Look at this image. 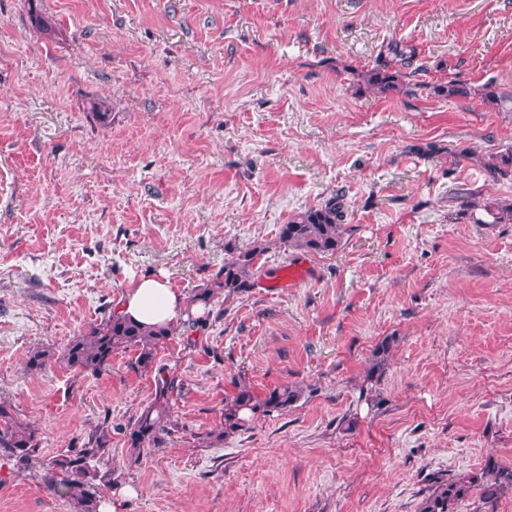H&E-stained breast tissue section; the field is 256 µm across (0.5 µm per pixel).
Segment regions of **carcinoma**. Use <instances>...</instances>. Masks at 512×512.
<instances>
[{
  "label": "carcinoma",
  "instance_id": "obj_1",
  "mask_svg": "<svg viewBox=\"0 0 512 512\" xmlns=\"http://www.w3.org/2000/svg\"><path fill=\"white\" fill-rule=\"evenodd\" d=\"M402 77L403 73L391 71L388 64L383 63L368 70L363 81L368 88L386 93L403 89ZM433 91L450 99L467 98L472 94L468 85L455 79L433 87ZM482 97L501 110L512 111V97L498 93L491 83L482 87ZM507 169L512 170V152L489 157L487 170L491 174H503ZM468 206L483 208L499 224L512 223V203L483 205L474 198ZM343 218L340 203L331 199L281 225L279 241L286 247L306 253L334 254L342 245ZM256 256L257 249L253 248L225 259L224 266L205 287L196 289L189 307L205 309L220 298L228 300L251 288ZM200 322L201 317L189 310L187 319L177 324L145 326L113 310L87 333L73 337L61 351L41 349L32 352L27 368L38 372L56 362L78 372L99 376L109 369L113 355L130 349L135 351L136 365L146 370L155 364L158 349L172 340L180 329H193ZM391 349L392 342L387 339L375 347L368 379L382 375ZM173 390L174 381L164 376V371H158L153 400L125 434L133 454L138 456L146 448H159L179 431L178 424L172 420ZM299 396L297 389L284 385L259 398L249 387L243 386L224 402L222 427L199 436V440L207 447L219 444L224 441V436L242 428L247 415L286 411ZM109 442V431L99 428L81 447L42 463L41 483L49 492L65 499L71 512H103L104 489L112 486ZM41 444L39 429L18 419L0 403V462L13 466L18 472L28 470L38 457ZM509 490H512V465L491 456L477 473L434 478L418 512H456V506L475 493L478 494V512H495L497 501Z\"/></svg>",
  "mask_w": 512,
  "mask_h": 512
}]
</instances>
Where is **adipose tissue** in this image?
<instances>
[{
  "instance_id": "ef3b65f1",
  "label": "adipose tissue",
  "mask_w": 512,
  "mask_h": 512,
  "mask_svg": "<svg viewBox=\"0 0 512 512\" xmlns=\"http://www.w3.org/2000/svg\"><path fill=\"white\" fill-rule=\"evenodd\" d=\"M188 301L160 275L141 278L123 296L119 313L146 325H165L180 321Z\"/></svg>"
}]
</instances>
